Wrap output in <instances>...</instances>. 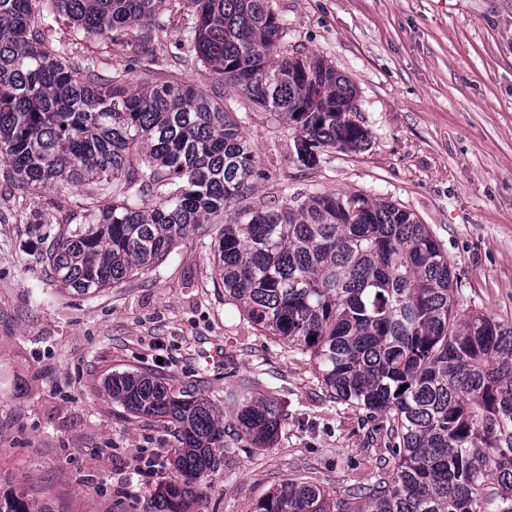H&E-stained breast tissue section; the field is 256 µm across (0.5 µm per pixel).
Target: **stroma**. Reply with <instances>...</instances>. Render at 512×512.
Masks as SVG:
<instances>
[{
  "instance_id": "stroma-1",
  "label": "stroma",
  "mask_w": 512,
  "mask_h": 512,
  "mask_svg": "<svg viewBox=\"0 0 512 512\" xmlns=\"http://www.w3.org/2000/svg\"><path fill=\"white\" fill-rule=\"evenodd\" d=\"M286 23L288 54L326 59L357 89L354 118L370 139L307 168L285 118L224 87L244 119L259 177L237 208L281 206L320 191L361 192L410 210L440 243L458 277V303L512 318V0H270ZM168 40L127 35L72 45L102 75L127 72L137 89L170 74L211 89L193 65L173 70L174 40L193 21L167 0ZM155 62L144 74L141 57ZM89 185L0 195V490L23 489L55 512H145L151 486L138 458L178 446L165 422L112 401L115 371L149 370L174 392L224 409V388L245 379L275 398L281 425L257 448L226 430L221 465L204 481V512H252L284 478L339 489L377 471L369 412L335 399L308 356L261 335L214 282L208 236L178 239L166 260L91 297L47 281L32 253L30 213L61 228Z\"/></svg>"
}]
</instances>
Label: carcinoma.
Returning a JSON list of instances; mask_svg holds the SVG:
<instances>
[{"instance_id": "carcinoma-1", "label": "carcinoma", "mask_w": 512, "mask_h": 512, "mask_svg": "<svg viewBox=\"0 0 512 512\" xmlns=\"http://www.w3.org/2000/svg\"><path fill=\"white\" fill-rule=\"evenodd\" d=\"M164 0H0V161L17 188L99 185L82 221L39 228L34 261L76 295L116 287L161 264L174 242L206 235L252 190L255 154L242 121L211 92L171 76L137 92L124 73L46 39L45 20L74 42L144 24L169 38ZM194 26L176 63L284 116L307 168L352 152L369 132L351 118L356 89L318 57L288 56L269 0H184ZM215 282L264 336L307 354L337 398L383 419L394 460L353 490L286 478L253 512H512V320L457 305L458 277L417 216L362 193H313L295 206L240 209L214 248ZM406 386L400 390V386ZM108 394L134 415L174 425L175 475L145 512H201V479L221 464L224 422L203 398L176 395L151 371L112 374ZM238 435L258 448L280 411L249 381L224 389ZM0 512L35 511L23 491Z\"/></svg>"}]
</instances>
